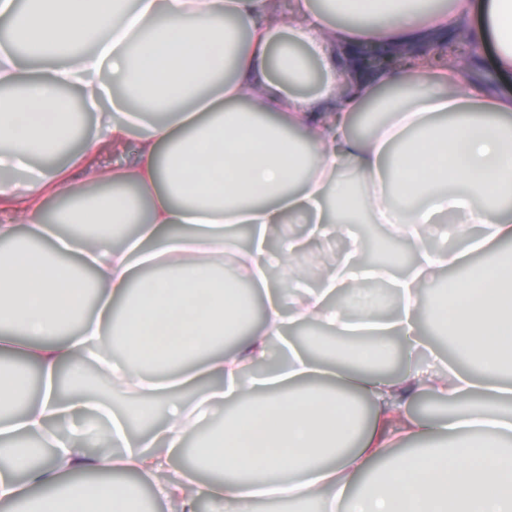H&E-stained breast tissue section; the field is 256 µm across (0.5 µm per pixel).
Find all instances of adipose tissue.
<instances>
[{
	"label": "adipose tissue",
	"instance_id": "obj_1",
	"mask_svg": "<svg viewBox=\"0 0 512 512\" xmlns=\"http://www.w3.org/2000/svg\"><path fill=\"white\" fill-rule=\"evenodd\" d=\"M0 168L55 154L72 137L62 89L82 97L97 133L91 153L123 150L132 125L164 113L123 164L88 165L78 187L64 168L25 183L0 182V213L31 229L74 225L50 246L0 262V354L36 363L38 396L0 369V502L16 512H146L178 499L185 512H252L254 502L316 500L322 512H512V96L466 77L455 58L401 65L414 44L434 46L451 29H473L512 70V0H0ZM40 61L20 77L18 50ZM329 77L311 107L297 90L309 60ZM110 71L113 85L101 79ZM350 162L355 178L340 174ZM65 205L44 220L47 199ZM458 221L462 245L426 246L440 217ZM385 225L414 252L401 277L362 270L349 250L323 283L285 309L270 278L337 225ZM308 225L286 236L291 221ZM247 225L255 245L234 232ZM481 254L475 264L471 254ZM453 268L429 304L432 323L458 344L463 369H371L352 350L327 360L289 346L262 377L261 364L287 327L315 321L336 336L389 337L417 352L420 288ZM391 279L397 298L378 316L370 278ZM246 283L240 299L233 281ZM92 282L93 306L83 288ZM262 299L259 319L237 331L242 307ZM238 336L225 350L223 335ZM122 340L130 356L112 353ZM106 375L135 410L102 403L85 386ZM448 413L420 421L421 385ZM193 403H186V396ZM224 424L184 444L207 412ZM36 439L42 460L18 446ZM410 444L359 493L353 481L388 448ZM184 459L177 481L162 480ZM137 472L153 482L116 481Z\"/></svg>",
	"mask_w": 512,
	"mask_h": 512
}]
</instances>
